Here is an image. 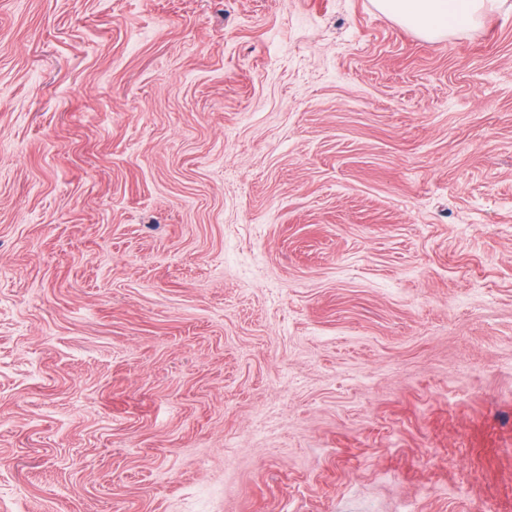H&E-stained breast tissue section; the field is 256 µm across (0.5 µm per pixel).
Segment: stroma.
Here are the masks:
<instances>
[{
    "mask_svg": "<svg viewBox=\"0 0 512 512\" xmlns=\"http://www.w3.org/2000/svg\"><path fill=\"white\" fill-rule=\"evenodd\" d=\"M512 512V8L0 0V512ZM376 8L426 39L448 35L461 26L476 25L490 6L501 0H375Z\"/></svg>",
    "mask_w": 512,
    "mask_h": 512,
    "instance_id": "1",
    "label": "stroma"
}]
</instances>
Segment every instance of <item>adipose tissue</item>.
Here are the masks:
<instances>
[{
  "mask_svg": "<svg viewBox=\"0 0 512 512\" xmlns=\"http://www.w3.org/2000/svg\"><path fill=\"white\" fill-rule=\"evenodd\" d=\"M500 0H375L376 8L400 25L427 39L461 26L476 25Z\"/></svg>",
  "mask_w": 512,
  "mask_h": 512,
  "instance_id": "adipose-tissue-1",
  "label": "adipose tissue"
}]
</instances>
